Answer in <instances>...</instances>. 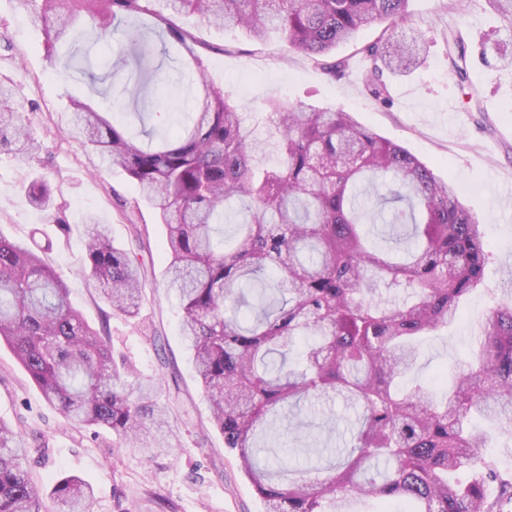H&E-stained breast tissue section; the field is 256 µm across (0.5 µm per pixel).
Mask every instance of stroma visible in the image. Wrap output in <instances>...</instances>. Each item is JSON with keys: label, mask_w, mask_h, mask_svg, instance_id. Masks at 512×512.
I'll return each instance as SVG.
<instances>
[{"label": "stroma", "mask_w": 512, "mask_h": 512, "mask_svg": "<svg viewBox=\"0 0 512 512\" xmlns=\"http://www.w3.org/2000/svg\"><path fill=\"white\" fill-rule=\"evenodd\" d=\"M461 3L464 14L457 17L444 9L442 0H409L425 53L417 68L386 75V104L368 93L358 74L365 64L359 50L377 38L380 25L363 29L356 40L334 50V57L356 66L354 73L335 80L279 38L255 44L241 31L216 29L194 16L184 20L209 46L203 57L208 80L244 112L253 139L265 147L266 163L278 156V136L263 115L266 102L274 99L354 113L360 123L404 147L436 176L467 185L460 200L486 226L489 289L472 293L463 320L422 348L414 375L432 391L447 390L456 367L468 362L475 320L512 292V195L497 192L500 183L512 182V69L500 68L495 55H480L481 46L501 27L489 0ZM142 22L151 64L160 75L148 88L154 112L146 116L145 125L151 129L162 127L164 113L190 111L186 87L192 76L184 71L177 51L162 52L152 18L143 17ZM452 27L460 30L471 54L470 78L482 107L478 113L451 72L447 33ZM43 39L40 19L18 10L15 0H0V78L13 83L25 118L43 143L40 160L30 163L0 152V234L17 241L52 240L45 259L66 282L72 304L90 324L105 325L114 354L138 376L162 383L180 444L149 460L135 449L113 447L106 431L75 428L46 403L5 346L0 347V419L22 434L36 488L45 492L61 476H79L93 489L92 512H161L154 500L158 494L171 504V512H266L236 453L225 448L209 420L208 401L180 337L179 301L164 285L163 224L125 171L102 166L96 155L66 135L71 99L91 96L101 108H111L130 99L126 79L90 82L78 66L66 65L64 55L47 57ZM37 174L53 188V212L36 210L28 201L27 185ZM91 216L108 225L114 244L137 254L145 268L136 318L112 310L84 266L86 221ZM133 222L141 225L142 240L132 238ZM354 423V410L342 400L312 401L297 418L281 419L282 445L268 464L306 470L317 458L339 456L350 445Z\"/></svg>", "instance_id": "1"}]
</instances>
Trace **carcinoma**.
Returning <instances> with one entry per match:
<instances>
[{"label":"carcinoma","mask_w":512,"mask_h":512,"mask_svg":"<svg viewBox=\"0 0 512 512\" xmlns=\"http://www.w3.org/2000/svg\"><path fill=\"white\" fill-rule=\"evenodd\" d=\"M16 0L45 23L48 56L78 34L127 38L133 87L149 74L150 49L140 29L120 24L153 17L200 75L189 120L153 147L127 123L111 121L89 100L71 99L68 135L108 166L122 168L166 229L165 287L183 309L181 338L191 350L210 421L237 452L241 469L267 512H349L348 498L377 499L400 512H512V474L485 455L488 436L471 427L482 416L512 433V295L478 319L475 360L441 396L399 383L415 366L417 339L453 324L463 302L485 281L489 258L482 224L454 186L402 146L350 112L271 101L265 117L280 158L262 166L244 113L204 74L210 46L178 24L199 16L217 29H240L254 43L276 34L324 73L342 78L348 59L329 60L339 44L377 22L385 27L361 49L362 82L389 101L385 72L419 63L423 45L410 30L408 0ZM512 42V0H490ZM448 57L471 83L463 39L448 31ZM29 162L42 145L23 117L14 87L0 83V149ZM389 180L376 205H392L391 238L411 240L393 255L369 243L368 191ZM49 212L54 197L43 179L27 190ZM240 216L236 241L224 247L215 227ZM49 246L0 234V343L13 353L44 400L79 428H101L116 443L153 458L178 441L160 385L133 378L117 363L103 334L71 305L68 288L46 262ZM85 266L108 305L140 313L144 277L132 253L117 248L105 224L90 221ZM406 288L400 303L375 298L377 284ZM251 323L239 317L241 308ZM341 398L359 409L355 445L316 475L283 465L260 466L271 450L273 418L308 399ZM468 467L464 482L456 473ZM52 512H90L93 490L70 475L54 482ZM0 512H43L25 464L22 435L0 420Z\"/></svg>","instance_id":"1"}]
</instances>
